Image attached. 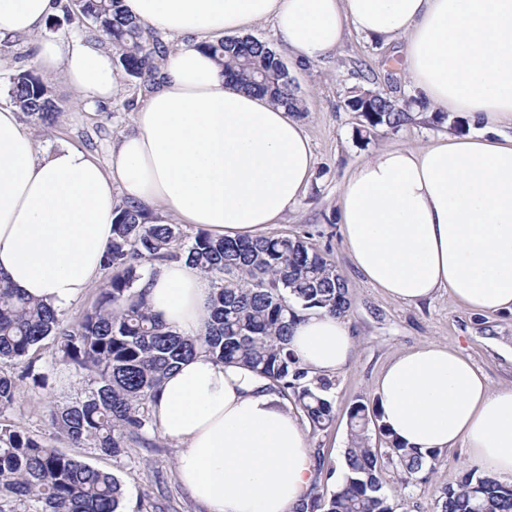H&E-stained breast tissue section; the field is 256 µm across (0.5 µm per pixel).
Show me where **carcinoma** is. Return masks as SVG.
<instances>
[{"mask_svg": "<svg viewBox=\"0 0 512 512\" xmlns=\"http://www.w3.org/2000/svg\"><path fill=\"white\" fill-rule=\"evenodd\" d=\"M112 47L116 64L145 83L159 69L166 48L158 33L129 14L124 0H74ZM204 47L224 59L225 75L238 86L267 96L292 112L303 111L288 68L267 44L251 37L222 38ZM10 97L19 111L49 128L58 107L35 66L10 77ZM345 107L363 118L364 131L396 129L410 120L411 102L382 91L351 92ZM177 224H155L146 209L124 200L115 208L112 241L102 267L112 276L95 305L75 325L64 323L51 305L26 298L0 277V365L21 366L17 377L0 369V512H121L118 478L95 469L11 424L17 381L34 376L35 353L52 338L50 363L83 375L79 396L51 407L56 434L113 460L132 459V446H156L152 403L177 364L203 352L241 365L270 382L289 401L312 433L335 418L329 392L334 381L309 375L288 348L300 313L349 315L345 280L329 253L305 235L255 239L215 238L198 231L177 250ZM183 259L212 281L208 315L199 336L186 338L152 314L137 283L154 266ZM350 443L344 449V483L324 495L312 487L297 512H397L383 490V473L393 466L404 487L426 479L440 463L405 448L381 422L379 409L364 400L349 412ZM384 437L385 450L371 444ZM438 512H512V484L472 469L437 496Z\"/></svg>", "mask_w": 512, "mask_h": 512, "instance_id": "obj_1", "label": "carcinoma"}]
</instances>
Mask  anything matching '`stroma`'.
<instances>
[{
	"mask_svg": "<svg viewBox=\"0 0 512 512\" xmlns=\"http://www.w3.org/2000/svg\"><path fill=\"white\" fill-rule=\"evenodd\" d=\"M401 57L399 42L383 44L351 32L334 55L292 73L304 108L298 119L314 151V174L300 205L281 223L268 226L266 232L307 235L317 247L329 249L348 284L351 310L347 322L356 340L352 362L334 377L331 396L335 420L327 432L308 438L310 447L324 454L316 477L319 488L325 490L330 487V469L340 463L349 443L351 406L361 398L374 399V382L396 353L426 342H442L469 357L492 388L512 387L511 314L472 313L445 291L418 304L392 301L363 281L344 247L337 203L340 187L352 170L379 149L419 147L433 137L454 133L461 119L460 114L452 113L439 124L431 111L421 110L398 130H382L371 137L361 135L362 118L346 110L345 99L361 86L360 74L364 71L372 78V89L402 100L411 98L412 83L398 64ZM50 84L61 110L56 126L46 132L33 120L25 122L40 147L47 150L67 141L88 149L102 164H109L113 144L133 129L132 111L144 98V88L134 79L123 77L119 95L90 110L61 78H51ZM39 366L47 376L45 385L36 387L29 381L22 384L9 418L21 429L49 441L53 439L49 408L79 394L83 382L71 370L51 366L48 358H41ZM57 447L123 481L126 512H136L143 500L150 503V512H207L179 479L178 449L165 438H158L155 447L136 448V466L132 469L64 440L57 442ZM469 466L466 452L459 447L445 453L443 464L428 480L406 489L401 488L395 470H387L384 490L400 500L399 512H434L438 489L455 484Z\"/></svg>",
	"mask_w": 512,
	"mask_h": 512,
	"instance_id": "obj_1",
	"label": "stroma"
}]
</instances>
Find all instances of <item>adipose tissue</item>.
I'll return each instance as SVG.
<instances>
[{
  "instance_id": "obj_1",
  "label": "adipose tissue",
  "mask_w": 512,
  "mask_h": 512,
  "mask_svg": "<svg viewBox=\"0 0 512 512\" xmlns=\"http://www.w3.org/2000/svg\"><path fill=\"white\" fill-rule=\"evenodd\" d=\"M171 42L134 130L109 165L62 143L39 150L15 106H0V277L57 309L99 276L112 239L115 192L158 224L255 238L301 202L313 176L309 137L287 108L240 89L206 39L272 20L289 57L306 67L335 53L347 32L401 41L417 95L466 114L471 132L419 148H387L341 187L343 242L364 281L419 303L448 291L462 306L512 313V0H125ZM60 0H0V46L36 38L45 74L88 108L115 98L112 50L45 36ZM147 304L184 336L203 327L211 284L183 261L140 283ZM290 350L311 375L351 363L345 321L311 312ZM381 421L406 448L463 446L472 465L512 482V387L491 388L459 350L430 342L396 354L376 379ZM160 434L178 444V475L208 512H294L315 475L299 416L267 381L198 354L166 378L152 405Z\"/></svg>"
}]
</instances>
